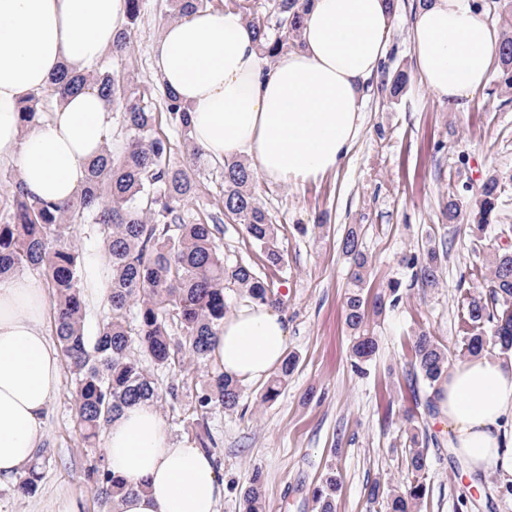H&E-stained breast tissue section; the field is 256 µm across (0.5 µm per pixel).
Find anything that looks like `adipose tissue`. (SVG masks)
<instances>
[{"mask_svg":"<svg viewBox=\"0 0 512 512\" xmlns=\"http://www.w3.org/2000/svg\"><path fill=\"white\" fill-rule=\"evenodd\" d=\"M125 20V0H0V157L14 160L30 194L55 202L75 196L112 125L93 87L28 127L19 121L22 102L52 88L61 71L91 73ZM390 24L386 0H312L299 47L271 61L239 12L193 9L164 26L153 57L207 158L242 159L263 179L306 184L339 169L351 152ZM498 45L475 0H426L413 23L421 82L459 112L491 81ZM46 313L40 280L0 279V482L34 459L59 390ZM287 343L284 315L249 304L225 317L212 355L231 379L261 382ZM436 404L448 446L468 470L493 465L512 481V361L484 355L455 365ZM103 447L109 469L133 487L114 512H219L224 481L213 457L175 444L152 403L124 408L107 425Z\"/></svg>","mask_w":512,"mask_h":512,"instance_id":"ef3b65f1","label":"adipose tissue"}]
</instances>
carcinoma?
Returning <instances> with one entry per match:
<instances>
[{
  "mask_svg": "<svg viewBox=\"0 0 512 512\" xmlns=\"http://www.w3.org/2000/svg\"><path fill=\"white\" fill-rule=\"evenodd\" d=\"M126 2V22L112 47L117 58L129 54L130 30L141 18L144 0ZM229 2L251 16L249 25L265 58L272 60L283 50L299 45L310 0H270L266 21L256 16L250 0ZM209 5L210 0H171V15L178 17L189 7L205 9ZM498 61L501 82L512 88V32L502 34ZM409 79V73L400 69L392 77L382 78L381 89L395 95ZM89 84L115 112L122 150L115 153L107 148L93 159L80 192L62 204L36 199L18 179L9 180V191L0 196V277L24 268L43 274L50 288L60 351L75 377L76 432L85 444L93 446L123 407L141 401L162 402L163 392L146 363L181 371L187 358L198 363L211 359L229 309V293L250 303L277 302L274 277L285 265V256L274 224L254 194L257 173L243 161L224 162L217 211L192 213L189 203L196 196L199 174L194 168L175 165L171 141L162 126L180 133L183 147L194 162L202 161V153L192 137L189 112L171 90L164 89L156 104L150 92L102 62L87 77L61 73L53 93L61 97L77 94ZM19 114L25 126L43 115L41 93L31 94ZM500 196L499 179L488 177L468 212L473 229L482 232L494 222ZM442 215L450 224L460 220L462 206L455 195L448 194ZM226 217L240 221L260 248L263 270L250 264H224L220 224ZM75 224L96 228L112 271L110 316L94 336L87 335L83 326L84 268L81 253L70 237ZM340 247L350 262L344 315L352 333L351 357L359 367L377 350L375 337L366 329L368 309L380 313L387 303L395 304L400 297L396 284L389 286L386 295L380 293L371 300L363 295L370 264L361 250L356 226L345 230ZM407 262L416 268L415 276L422 286L438 285L440 253L436 248L412 255ZM487 263L489 276L483 282L486 296L466 299L461 317L464 337L458 353H452L426 330L413 336L412 369L434 391L448 376L453 357H477L491 349L512 352V252L496 250ZM295 366V355L283 358L263 400L278 394ZM241 396V384L216 371L197 393L191 416L197 422L216 406L233 411ZM411 443L410 487L398 491L378 482L369 487L368 500L382 501L385 512H417L425 496L427 453L418 434L411 436ZM47 454V449H42L26 468L18 486L21 492L36 490L43 479ZM91 473L97 496L104 503L131 491L102 460ZM340 489L341 480L334 473L315 489L320 512H335ZM242 496L245 512H262L264 488L259 475H252Z\"/></svg>",
  "mask_w": 512,
  "mask_h": 512,
  "instance_id": "cac0c4a2",
  "label": "carcinoma"
}]
</instances>
